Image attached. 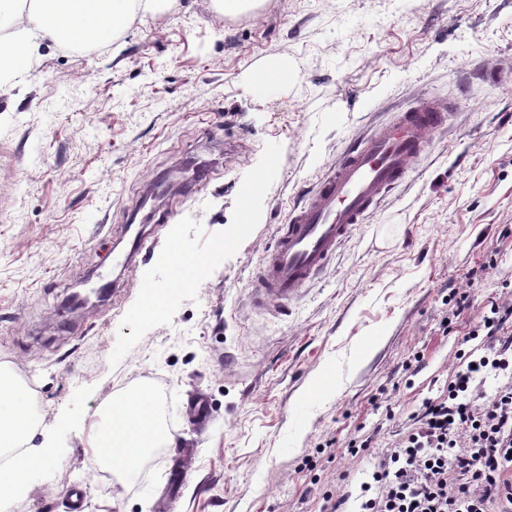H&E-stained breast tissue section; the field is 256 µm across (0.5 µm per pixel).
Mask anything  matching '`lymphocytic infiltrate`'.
<instances>
[{"mask_svg": "<svg viewBox=\"0 0 512 512\" xmlns=\"http://www.w3.org/2000/svg\"><path fill=\"white\" fill-rule=\"evenodd\" d=\"M512 299L492 302L467 337L447 395L425 398L406 435L382 450L358 512H512ZM503 376L493 394L486 375Z\"/></svg>", "mask_w": 512, "mask_h": 512, "instance_id": "f902f5d3", "label": "lymphocytic infiltrate"}]
</instances>
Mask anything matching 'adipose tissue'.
<instances>
[{"label":"adipose tissue","mask_w":512,"mask_h":512,"mask_svg":"<svg viewBox=\"0 0 512 512\" xmlns=\"http://www.w3.org/2000/svg\"><path fill=\"white\" fill-rule=\"evenodd\" d=\"M165 0H0V90L14 87L31 69L42 43L90 48L114 39L136 15H154ZM104 426L93 427L88 446L110 472L131 476L150 449L174 444L157 422L151 386L121 393L110 401ZM31 400L13 377L0 369V447L22 453L0 467V499L12 496L47 460L33 445Z\"/></svg>","instance_id":"obj_1"}]
</instances>
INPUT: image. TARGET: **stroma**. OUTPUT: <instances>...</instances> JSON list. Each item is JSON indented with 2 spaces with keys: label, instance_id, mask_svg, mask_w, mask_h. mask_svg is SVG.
I'll return each mask as SVG.
<instances>
[{
  "label": "stroma",
  "instance_id": "stroma-1",
  "mask_svg": "<svg viewBox=\"0 0 512 512\" xmlns=\"http://www.w3.org/2000/svg\"><path fill=\"white\" fill-rule=\"evenodd\" d=\"M272 61L287 76L253 84ZM424 98L446 106L447 132L287 315L254 306L249 281L293 206ZM173 243L200 282L176 276ZM459 286L464 310L443 324ZM151 294L166 313L139 318ZM510 295L512 0H263L232 17L170 0L112 42L42 45L0 91V366L32 394L49 457L0 512H73L76 488L84 512H319L328 491L355 512L378 445ZM143 382L176 443L120 480L87 448L89 423ZM368 435L375 448L350 454Z\"/></svg>",
  "mask_w": 512,
  "mask_h": 512
}]
</instances>
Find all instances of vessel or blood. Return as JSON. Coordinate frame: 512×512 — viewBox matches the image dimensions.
Segmentation results:
<instances>
[{
    "instance_id": "vessel-or-blood-1",
    "label": "vessel or blood",
    "mask_w": 512,
    "mask_h": 512,
    "mask_svg": "<svg viewBox=\"0 0 512 512\" xmlns=\"http://www.w3.org/2000/svg\"><path fill=\"white\" fill-rule=\"evenodd\" d=\"M447 124V112L426 100L348 145L287 223L278 226L258 277L249 283L256 304L278 310L298 298L356 226L406 181L429 135Z\"/></svg>"
}]
</instances>
